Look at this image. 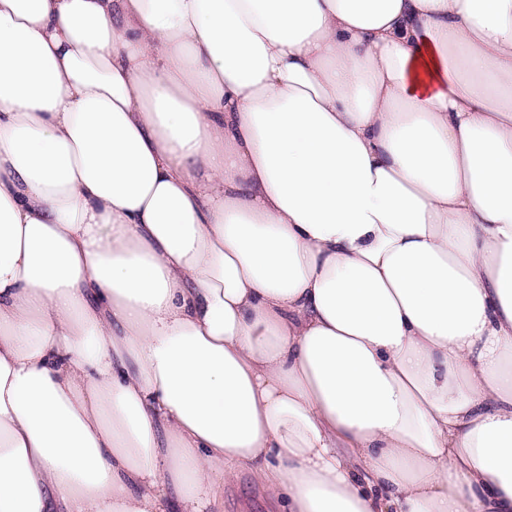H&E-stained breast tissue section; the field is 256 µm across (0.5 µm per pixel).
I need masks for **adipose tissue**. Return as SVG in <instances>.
Here are the masks:
<instances>
[{"mask_svg": "<svg viewBox=\"0 0 512 512\" xmlns=\"http://www.w3.org/2000/svg\"><path fill=\"white\" fill-rule=\"evenodd\" d=\"M512 512V0H0V512ZM269 511L273 510L250 474H240L233 483L224 485L223 512Z\"/></svg>", "mask_w": 512, "mask_h": 512, "instance_id": "adipose-tissue-1", "label": "adipose tissue"}]
</instances>
